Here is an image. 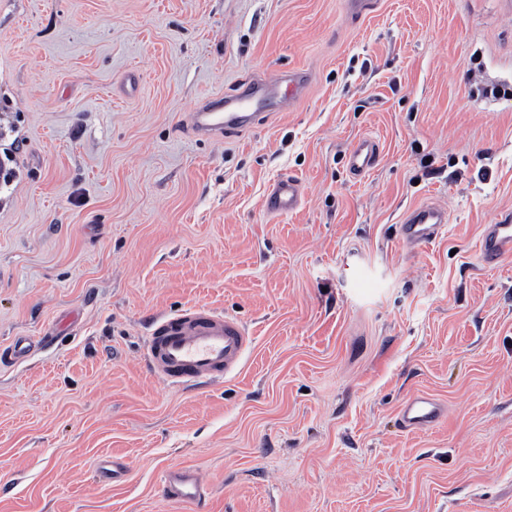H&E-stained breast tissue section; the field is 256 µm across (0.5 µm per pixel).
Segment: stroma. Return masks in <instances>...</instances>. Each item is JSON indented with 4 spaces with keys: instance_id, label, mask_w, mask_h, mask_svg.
<instances>
[{
    "instance_id": "35a3bbf8",
    "label": "stroma",
    "mask_w": 512,
    "mask_h": 512,
    "mask_svg": "<svg viewBox=\"0 0 512 512\" xmlns=\"http://www.w3.org/2000/svg\"><path fill=\"white\" fill-rule=\"evenodd\" d=\"M0 0V512H512V17L500 0ZM311 72L215 142L204 98ZM140 77L130 99L117 88ZM371 136L382 159L346 162ZM291 175L294 212L264 209ZM448 209L433 242L405 211ZM208 306L252 336L240 372L180 388L150 322ZM416 394L445 405L400 428ZM125 475L100 481L102 460ZM206 477L167 500L163 470ZM380 157L378 141L371 137H362L349 151V170L354 176H364L377 165ZM448 223V210L425 202L409 208L403 215L402 241L410 246L428 244L438 238ZM512 254V217L505 215L499 224L485 226L481 238L478 262L492 265ZM398 416L404 430L419 431L437 424L444 416V407L434 397L417 395L403 403ZM162 490L170 500L197 503L207 495L208 484L198 470L172 467L163 475Z\"/></svg>"
}]
</instances>
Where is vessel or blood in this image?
Segmentation results:
<instances>
[{
  "label": "vessel or blood",
  "instance_id": "vessel-or-blood-1",
  "mask_svg": "<svg viewBox=\"0 0 512 512\" xmlns=\"http://www.w3.org/2000/svg\"><path fill=\"white\" fill-rule=\"evenodd\" d=\"M308 81L304 72L276 74L250 79L234 92L208 99L188 112L184 130L197 138L219 141L228 134L253 128L262 116L284 111L302 94ZM378 141L358 139L349 151V170L364 176L379 162ZM303 191L298 179H277L266 197V209L273 214L295 211ZM448 222V210L425 202L403 215L402 240L421 246L438 238ZM512 255V217L486 225L478 261L491 265ZM246 327L238 320L204 306L188 308L155 318L147 336L146 365L172 386L190 387L212 383L235 375L249 348ZM444 415L441 402L431 396L407 399L398 416L404 430L419 431L437 424ZM162 490L166 497L182 503L200 502L208 484L200 471L172 467L165 471Z\"/></svg>",
  "mask_w": 512,
  "mask_h": 512
}]
</instances>
